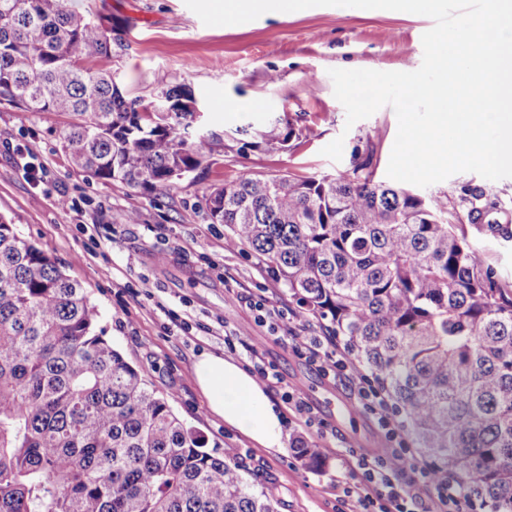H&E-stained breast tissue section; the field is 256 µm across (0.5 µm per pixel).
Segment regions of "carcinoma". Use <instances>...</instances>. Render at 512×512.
Segmentation results:
<instances>
[{
    "mask_svg": "<svg viewBox=\"0 0 512 512\" xmlns=\"http://www.w3.org/2000/svg\"><path fill=\"white\" fill-rule=\"evenodd\" d=\"M128 47L63 0H0V99L69 117L74 169L159 195L175 170L286 152L304 135L291 118L194 137L184 86L149 108L123 91L108 63ZM370 166L356 151L338 175L242 176L206 191L202 210L371 374L437 471L487 512H512V297L436 200ZM459 207L512 240L491 218L494 194L471 189ZM98 319L84 289L0 217V512H277L273 491L203 450ZM290 450L309 469L327 463L302 437Z\"/></svg>",
    "mask_w": 512,
    "mask_h": 512,
    "instance_id": "carcinoma-1",
    "label": "carcinoma"
}]
</instances>
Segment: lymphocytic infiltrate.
Wrapping results in <instances>:
<instances>
[{
  "instance_id": "obj_1",
  "label": "lymphocytic infiltrate",
  "mask_w": 512,
  "mask_h": 512,
  "mask_svg": "<svg viewBox=\"0 0 512 512\" xmlns=\"http://www.w3.org/2000/svg\"><path fill=\"white\" fill-rule=\"evenodd\" d=\"M293 347L322 376L348 385L358 409L374 418L384 435L383 453L359 454L361 478L344 490L357 512H461L464 495L459 485L436 475L415 456L402 423L336 341L297 336Z\"/></svg>"
}]
</instances>
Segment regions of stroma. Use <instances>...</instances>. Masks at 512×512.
<instances>
[{"label": "stroma", "instance_id": "obj_1", "mask_svg": "<svg viewBox=\"0 0 512 512\" xmlns=\"http://www.w3.org/2000/svg\"><path fill=\"white\" fill-rule=\"evenodd\" d=\"M64 3L72 11H99L124 29L130 47L112 66L142 105L151 106L161 86L184 84L210 128L231 133L289 117L300 119L307 132L285 153L225 154L177 181L169 195L156 196L73 170L62 147L63 117L0 102V216L82 284L99 312L104 339L199 432L205 451L238 465L256 489H275L278 512H336L343 488L360 476L354 458L332 455L314 471L289 449L261 448L213 415L195 384L193 366L201 351L225 354L247 369L253 349L328 425L319 432L285 410L284 440L301 435L330 446L383 445L349 391L293 351L292 336L321 335L314 320L256 322L252 303L258 296L270 297L284 311L297 309V301L248 251L225 249L223 225L209 223L199 202L208 187L246 174L304 178L344 172L357 151L371 153L375 178L386 180L398 128L393 108L347 124L328 71L417 70L432 20L382 9L313 7L207 26L184 0ZM338 138L343 153L335 161L322 150ZM464 188L496 195L512 218V177L493 181L462 172L427 191L449 212L453 195ZM455 232L511 290L512 241L488 237L468 223Z\"/></svg>", "mask_w": 512, "mask_h": 512}]
</instances>
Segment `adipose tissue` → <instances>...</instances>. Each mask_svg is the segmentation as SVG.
Returning <instances> with one entry per match:
<instances>
[{
  "instance_id": "obj_1",
  "label": "adipose tissue",
  "mask_w": 512,
  "mask_h": 512,
  "mask_svg": "<svg viewBox=\"0 0 512 512\" xmlns=\"http://www.w3.org/2000/svg\"><path fill=\"white\" fill-rule=\"evenodd\" d=\"M193 373L211 413L260 447L283 448L281 411L237 362L220 353H205L196 360Z\"/></svg>"
}]
</instances>
